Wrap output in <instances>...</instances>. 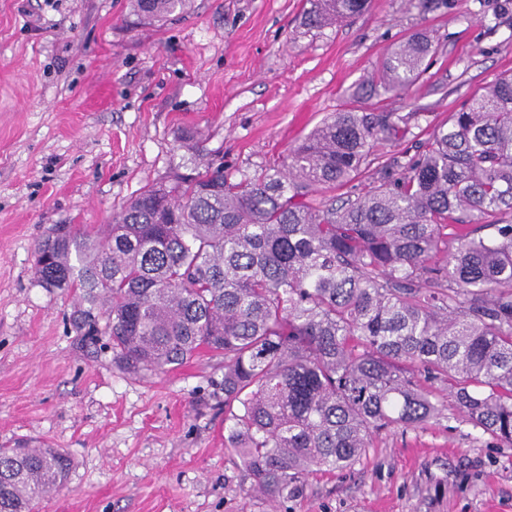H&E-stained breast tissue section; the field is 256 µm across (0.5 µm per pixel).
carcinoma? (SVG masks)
Listing matches in <instances>:
<instances>
[{"mask_svg":"<svg viewBox=\"0 0 512 512\" xmlns=\"http://www.w3.org/2000/svg\"><path fill=\"white\" fill-rule=\"evenodd\" d=\"M305 23L333 25L368 0H307ZM190 0H132L160 21ZM436 52L414 36L384 64L408 89ZM394 129L341 109L286 161L233 181L224 164L146 185L99 227L58 224L38 244L37 281L77 297L78 329L108 337L133 374L165 373L205 349L224 357V446L253 489L285 502L310 473L344 470L395 427L447 409L512 447V74L489 84L401 172L364 195L314 207L378 165ZM53 448H0V512H40L65 485ZM510 219L511 217L508 215H497L489 216L482 219L481 224H450L448 226V229L445 231L448 232V250H454V248L457 246V239L459 235L465 234L466 232L476 228H481L480 231L478 232L479 235H489L493 232V228L489 226L483 227L485 224H490L485 222H492L496 220H500V222H507Z\"/></svg>","mask_w":512,"mask_h":512,"instance_id":"cac0c4a2","label":"carcinoma"}]
</instances>
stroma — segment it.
<instances>
[{
	"mask_svg": "<svg viewBox=\"0 0 512 512\" xmlns=\"http://www.w3.org/2000/svg\"><path fill=\"white\" fill-rule=\"evenodd\" d=\"M370 0L325 29L306 0H193L161 25L130 0H0V448L49 445L72 469L41 512H512V447L441 417L379 436L347 471H316L284 505L224 447V359L158 375L81 336L67 290L40 286L57 224L100 225L148 183L219 160L231 179L281 163L331 113L394 114L388 164L498 75L512 0ZM437 51L404 92L382 66L408 37ZM194 138L187 152L183 138Z\"/></svg>",
	"mask_w": 512,
	"mask_h": 512,
	"instance_id": "35a3bbf8",
	"label": "stroma"
}]
</instances>
